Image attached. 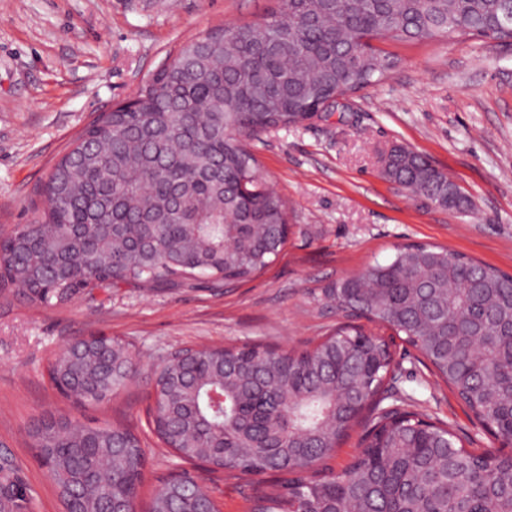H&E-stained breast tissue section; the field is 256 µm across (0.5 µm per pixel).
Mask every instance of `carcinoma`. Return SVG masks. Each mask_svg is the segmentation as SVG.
<instances>
[{
	"instance_id": "carcinoma-1",
	"label": "carcinoma",
	"mask_w": 512,
	"mask_h": 512,
	"mask_svg": "<svg viewBox=\"0 0 512 512\" xmlns=\"http://www.w3.org/2000/svg\"><path fill=\"white\" fill-rule=\"evenodd\" d=\"M451 35L512 41V0H277L265 24L227 25L183 43L134 93L88 123L52 166L35 224L0 240V288L63 304L118 283L242 281L288 241V205L247 140L297 126L318 107L381 81L394 66L370 40ZM383 176L448 211L469 200L422 155L388 152ZM336 315L388 326L415 346L496 436H512V274L445 248L408 245L329 283ZM389 343L344 322L311 350L200 349L155 370L151 423L188 462L289 475L250 512H512V454L476 451L444 422L381 406ZM134 373L116 338L67 348L49 368L83 407ZM364 447L327 462L364 419ZM64 512H138L146 454L126 427L50 417L30 432ZM215 502L180 474L150 512ZM24 498L0 486V512Z\"/></svg>"
}]
</instances>
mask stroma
Instances as JSON below:
<instances>
[{
    "mask_svg": "<svg viewBox=\"0 0 512 512\" xmlns=\"http://www.w3.org/2000/svg\"><path fill=\"white\" fill-rule=\"evenodd\" d=\"M274 0H0V238L33 222L52 162L91 115L131 96L170 51L225 24L262 21ZM393 57L385 80L341 99L324 120L251 141L268 186L290 207L281 254L252 278L171 287L121 284L66 304L34 306L0 294V483L18 486L23 512H62L29 433L42 418L69 416L131 428L147 464L142 512L188 462L149 425L154 371L185 348L260 344L314 347L336 317L318 300L326 284L360 274L410 244L447 247L512 273V41L455 36L429 43L377 40ZM399 143L427 157L470 199L453 213L412 197L380 175ZM103 333L134 356V381L115 398L82 407L47 375L79 336ZM400 393L415 411L453 426L474 448L499 440L424 364L383 330ZM219 512H248L277 475L204 473Z\"/></svg>",
    "mask_w": 512,
    "mask_h": 512,
    "instance_id": "35a3bbf8",
    "label": "stroma"
}]
</instances>
